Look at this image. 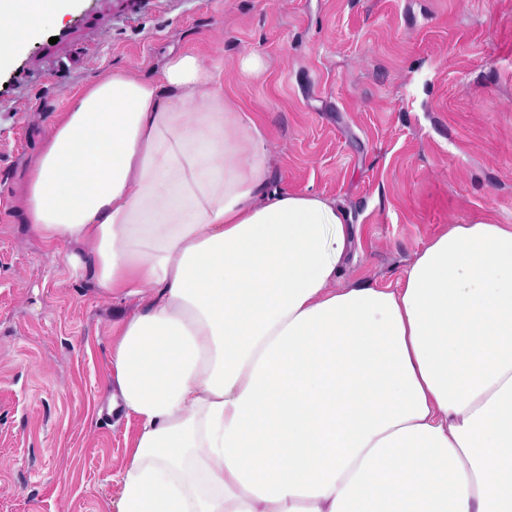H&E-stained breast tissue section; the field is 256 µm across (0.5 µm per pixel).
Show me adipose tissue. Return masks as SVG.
<instances>
[{"mask_svg":"<svg viewBox=\"0 0 512 512\" xmlns=\"http://www.w3.org/2000/svg\"><path fill=\"white\" fill-rule=\"evenodd\" d=\"M68 5L0 0V70ZM268 174L187 51L72 95L26 169L30 233L133 305L117 512H512V225H449L401 287L339 288L346 215Z\"/></svg>","mask_w":512,"mask_h":512,"instance_id":"adipose-tissue-1","label":"adipose tissue"}]
</instances>
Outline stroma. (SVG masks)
<instances>
[{
    "label": "stroma",
    "mask_w": 512,
    "mask_h": 512,
    "mask_svg": "<svg viewBox=\"0 0 512 512\" xmlns=\"http://www.w3.org/2000/svg\"><path fill=\"white\" fill-rule=\"evenodd\" d=\"M181 51L222 64L270 189L351 214L340 285L398 287L448 225L512 224V0H71L0 70V512H116L137 431L109 408L118 307L28 232L19 195L70 95Z\"/></svg>",
    "instance_id": "1"
}]
</instances>
